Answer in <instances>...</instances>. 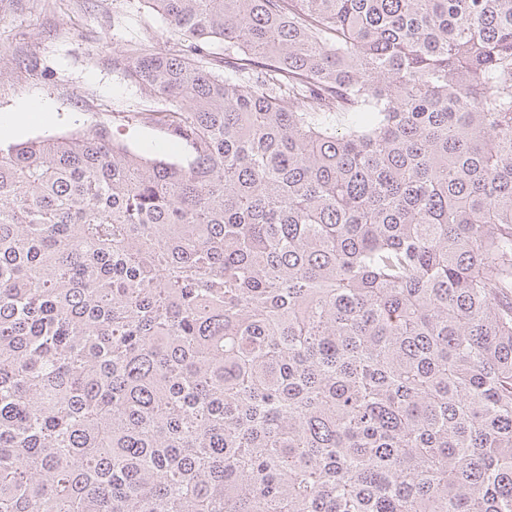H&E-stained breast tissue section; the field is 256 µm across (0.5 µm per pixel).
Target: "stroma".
Returning a JSON list of instances; mask_svg holds the SVG:
<instances>
[{"label": "stroma", "instance_id": "stroma-1", "mask_svg": "<svg viewBox=\"0 0 512 512\" xmlns=\"http://www.w3.org/2000/svg\"><path fill=\"white\" fill-rule=\"evenodd\" d=\"M180 36L146 0H0V117L24 100L45 105L16 142L106 128L136 151H158L176 163L187 152L162 123L169 100L149 95L112 64L134 48L165 50ZM143 123H130L133 113Z\"/></svg>", "mask_w": 512, "mask_h": 512}]
</instances>
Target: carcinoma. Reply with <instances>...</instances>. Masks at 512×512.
Wrapping results in <instances>:
<instances>
[{"instance_id": "1", "label": "carcinoma", "mask_w": 512, "mask_h": 512, "mask_svg": "<svg viewBox=\"0 0 512 512\" xmlns=\"http://www.w3.org/2000/svg\"><path fill=\"white\" fill-rule=\"evenodd\" d=\"M147 2L187 165L0 145V512H512V0Z\"/></svg>"}]
</instances>
